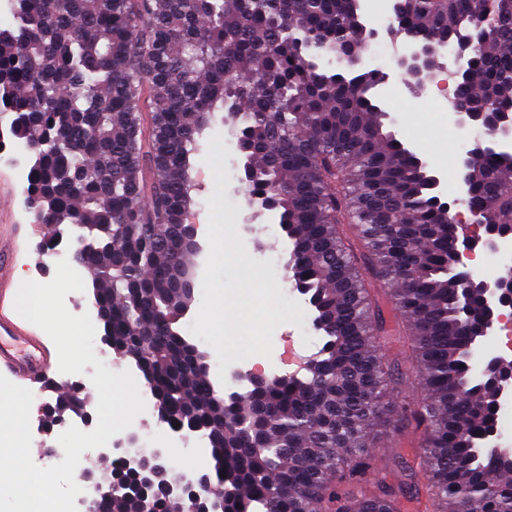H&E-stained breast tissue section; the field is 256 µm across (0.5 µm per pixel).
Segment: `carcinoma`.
<instances>
[{"mask_svg":"<svg viewBox=\"0 0 512 512\" xmlns=\"http://www.w3.org/2000/svg\"><path fill=\"white\" fill-rule=\"evenodd\" d=\"M359 0H11L0 28V118L34 153L26 198L51 228L86 230L77 264L112 350L148 384L165 422L200 434L212 474L236 495L215 512H512V465L484 448L495 393L477 386L460 295L448 273L458 233L433 201L431 174L384 131L376 72L356 52L369 30ZM488 15L493 24L477 27ZM396 30L425 50L475 33L459 76L463 105L512 109V0H405ZM318 45L336 67L311 63ZM152 96L142 132L140 96ZM224 112L250 149L239 191L275 199L293 244L286 269L324 336L307 371L274 375L228 407L205 355L175 328L192 301L187 221L192 156ZM467 205L512 225V154H477ZM400 316L390 324L379 290ZM398 339L423 399L392 416ZM61 393L47 418L81 408ZM420 439L375 473L370 440ZM107 487L96 512H186L181 500Z\"/></svg>","mask_w":512,"mask_h":512,"instance_id":"cac0c4a2","label":"carcinoma"}]
</instances>
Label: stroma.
<instances>
[{
	"label": "stroma",
	"instance_id": "1",
	"mask_svg": "<svg viewBox=\"0 0 512 512\" xmlns=\"http://www.w3.org/2000/svg\"><path fill=\"white\" fill-rule=\"evenodd\" d=\"M363 19L367 27L377 31L378 36L370 44L371 49L380 51L384 59L374 63L364 59L365 69L389 72L397 54L402 50V41L391 39L387 30L393 21L391 0H361ZM375 97L385 106L392 121L388 126L397 139L427 162L434 175L440 180V189L448 199L460 196L457 174V154L452 153V143L468 146L474 138V128L461 124L457 114L450 111L446 101L432 96H413L401 80L391 76L388 82L377 86ZM220 137L225 149L224 167L228 172L226 192L234 198L236 229L245 243L251 259L261 262V274L275 278L279 287L280 301L299 300V293L285 279V267L292 250L276 216L250 206L237 188L242 175L243 158L237 149V139L230 124L214 118L206 137L200 142V156L196 158L194 173L196 188L192 219L197 227L199 247L189 263L196 275H203L209 253L206 225L209 221L208 199L215 190V180L204 154L209 150L211 137ZM32 163L30 153L13 150L0 151V247L6 250L14 271L26 272L30 278L49 282L55 276V267L47 257L38 253L37 246L43 238L41 224L26 204V182L22 173ZM313 311H306L298 324L284 323L273 333V348L270 356H257L256 361L267 368L268 374H284L289 370L285 362L287 344H294L306 355H313L322 345V335L317 332L312 320ZM93 388L82 389L86 401L82 412H66L62 425H48L46 412L54 406L57 393L46 389L42 401L36 402L37 417L31 425V457L37 466H44L48 454H61L58 437L63 424H70L89 431L97 424V405Z\"/></svg>",
	"mask_w": 512,
	"mask_h": 512
}]
</instances>
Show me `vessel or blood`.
I'll list each match as a JSON object with an SVG mask.
<instances>
[{"label":"vessel or blood","instance_id":"obj_1","mask_svg":"<svg viewBox=\"0 0 512 512\" xmlns=\"http://www.w3.org/2000/svg\"><path fill=\"white\" fill-rule=\"evenodd\" d=\"M32 384L50 383L41 341L23 337L14 323L0 321V372Z\"/></svg>","mask_w":512,"mask_h":512}]
</instances>
